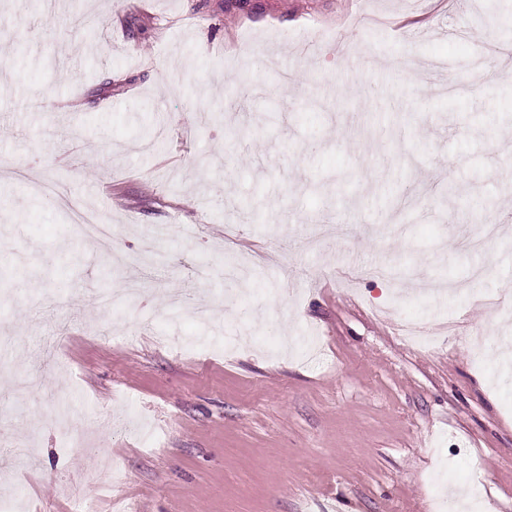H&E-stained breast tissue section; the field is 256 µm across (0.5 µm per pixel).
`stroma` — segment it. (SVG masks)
I'll return each instance as SVG.
<instances>
[{"mask_svg":"<svg viewBox=\"0 0 512 512\" xmlns=\"http://www.w3.org/2000/svg\"><path fill=\"white\" fill-rule=\"evenodd\" d=\"M506 342L512 0H0L21 512H512Z\"/></svg>","mask_w":512,"mask_h":512,"instance_id":"obj_1","label":"stroma"}]
</instances>
